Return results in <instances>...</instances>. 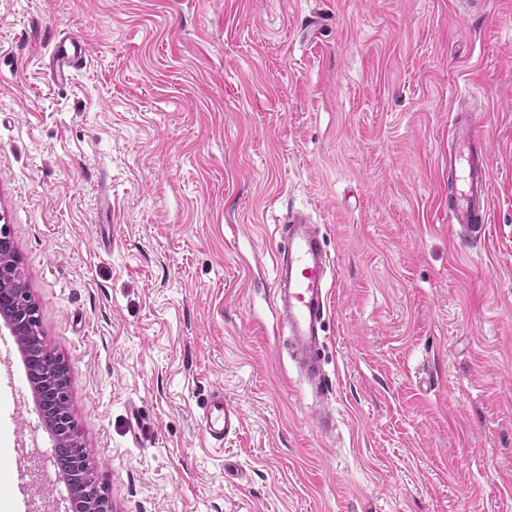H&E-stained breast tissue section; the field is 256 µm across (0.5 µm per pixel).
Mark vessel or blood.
Segmentation results:
<instances>
[{"instance_id": "1", "label": "vessel or blood", "mask_w": 512, "mask_h": 512, "mask_svg": "<svg viewBox=\"0 0 512 512\" xmlns=\"http://www.w3.org/2000/svg\"><path fill=\"white\" fill-rule=\"evenodd\" d=\"M56 79L70 80L87 58L82 39L58 41L51 54ZM448 149V221L482 238L491 222L490 159L483 125L470 113L456 111ZM273 258L272 294L267 308L284 338V345L313 399V418L321 434L336 427L331 405L333 385L321 355L325 323L331 309L335 261L320 225L302 212L287 214L278 231ZM243 414L223 391H213L199 416L207 438L224 442L239 434Z\"/></svg>"}]
</instances>
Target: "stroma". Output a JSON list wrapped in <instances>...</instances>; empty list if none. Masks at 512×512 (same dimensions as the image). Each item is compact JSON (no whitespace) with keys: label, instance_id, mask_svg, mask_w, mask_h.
Masks as SVG:
<instances>
[{"label":"stroma","instance_id":"obj_1","mask_svg":"<svg viewBox=\"0 0 512 512\" xmlns=\"http://www.w3.org/2000/svg\"><path fill=\"white\" fill-rule=\"evenodd\" d=\"M462 93L476 241L448 221ZM291 209L336 262L326 437L249 318ZM0 216L112 512H512V0H0ZM22 375L0 358V507L70 512ZM51 57L54 77L69 81L74 72L86 64L85 41L81 38L60 40L55 44ZM452 127L448 148V221L460 224L481 239L491 223L490 159L484 125L469 112L456 109ZM242 426L243 414L239 405L224 396L223 390L213 391L199 415V427L207 438L223 443L237 436Z\"/></svg>","mask_w":512,"mask_h":512}]
</instances>
